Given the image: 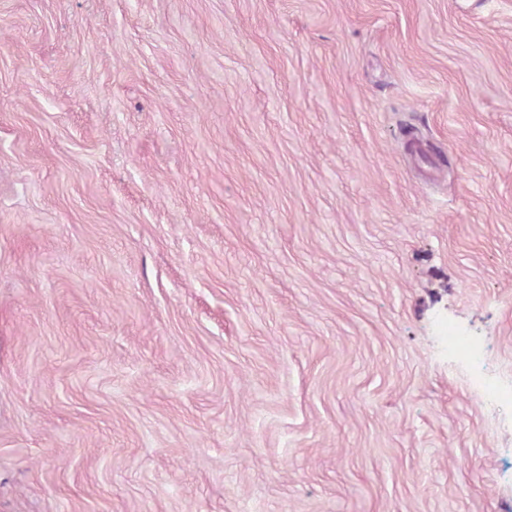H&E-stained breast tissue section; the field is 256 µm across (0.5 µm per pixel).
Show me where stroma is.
Instances as JSON below:
<instances>
[{"mask_svg":"<svg viewBox=\"0 0 512 512\" xmlns=\"http://www.w3.org/2000/svg\"><path fill=\"white\" fill-rule=\"evenodd\" d=\"M481 378L512 0H0V512H512ZM443 338L448 350L465 360H476L483 354V347L479 341L454 326L444 329Z\"/></svg>","mask_w":512,"mask_h":512,"instance_id":"35a3bbf8","label":"stroma"}]
</instances>
